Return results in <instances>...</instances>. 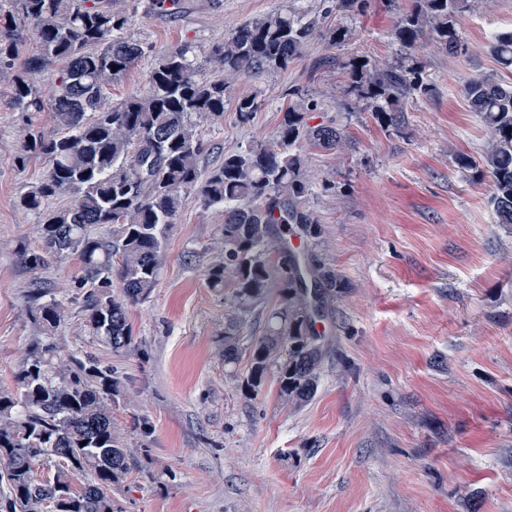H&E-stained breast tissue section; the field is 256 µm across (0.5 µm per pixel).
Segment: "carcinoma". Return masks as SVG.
Segmentation results:
<instances>
[{
    "label": "carcinoma",
    "instance_id": "carcinoma-1",
    "mask_svg": "<svg viewBox=\"0 0 512 512\" xmlns=\"http://www.w3.org/2000/svg\"><path fill=\"white\" fill-rule=\"evenodd\" d=\"M471 0H414L391 35L409 51L425 30L450 54L462 47L458 21ZM131 16L102 0H0V81L12 105L22 112H49L53 127L23 144L47 160L39 185L20 198L38 213L42 246L22 257L32 269L76 257L80 286L94 288L85 306L84 329L116 353L136 354L129 307L146 300L157 286L166 231L185 195L196 192L203 204L224 216L223 249L208 268L207 284L235 286L236 316L224 323V363L240 354V331L277 280L279 307L267 319L265 336L251 354L248 385L257 388L276 370L285 404L300 406L316 393L322 345L313 330L312 310L336 292V276L305 252H288L275 243L277 227L297 225L308 240L321 234L307 209L312 185L304 148L335 152L345 142L337 124L312 125L317 103L297 91L282 109L276 135L202 172L194 118L219 122L231 87L243 74L259 75L299 58L316 32V21L299 7L243 23L210 51L215 71L201 73L188 47L155 58L142 92L119 105L107 90L140 58L152 52L127 35ZM36 35L35 52L19 60L24 31ZM489 50L512 69V30L495 34ZM61 65L54 98L44 101L30 74ZM351 89L360 101L376 105L388 127L404 120L405 101L422 88L415 67L368 60L349 65ZM470 111L490 131L482 164L491 180L490 204L496 223L512 226V83L492 75L465 85ZM262 102L257 95L237 98V121H251ZM70 203L47 210L50 197ZM98 224L112 235L93 233ZM122 293L112 295V277ZM43 335L51 337L69 321L62 300L51 297L27 308ZM118 381L92 355H60L52 343H33L15 391L0 390V512H116L112 487L128 472V452L112 430V403ZM40 461L54 471L38 478Z\"/></svg>",
    "mask_w": 512,
    "mask_h": 512
}]
</instances>
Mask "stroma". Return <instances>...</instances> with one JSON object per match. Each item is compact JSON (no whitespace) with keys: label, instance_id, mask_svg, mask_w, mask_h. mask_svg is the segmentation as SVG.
I'll list each match as a JSON object with an SVG mask.
<instances>
[{"label":"stroma","instance_id":"obj_1","mask_svg":"<svg viewBox=\"0 0 512 512\" xmlns=\"http://www.w3.org/2000/svg\"><path fill=\"white\" fill-rule=\"evenodd\" d=\"M299 3L318 31L287 69L243 76L233 96L262 102L247 124L198 119L202 168L225 153L272 139L289 93L318 105L313 123H339L335 153L307 148L309 207L322 232L287 239L325 263L338 288L316 329L322 336L315 396L293 408L280 398L275 371L250 390L249 350L268 313L269 288L240 336V356L225 364L220 334L236 305L232 285L207 287L222 247L223 217L187 193L171 225L157 287L130 306L139 345L112 352L83 327L86 289L69 258L30 269L22 250L41 247L38 217L21 196L47 167L40 155L15 157L31 134L49 130L47 112H19L0 95V388L16 376L41 338L25 309L39 289L68 303L60 353L90 354L120 383L112 426L130 448V470L112 496L122 512H512V231L489 203L481 155L489 136L463 95L472 77L512 82L486 46L512 29V0H473L458 22L464 51L435 38L411 52L390 30L412 0H363L336 12L332 0H181L177 14L151 0H111L131 14L129 35L150 46L109 90L119 104L143 91L156 54L188 47L204 73L208 50L240 24ZM355 36L332 44L338 28ZM368 59L418 66L429 85L405 107L397 128L373 107L347 102L345 64ZM467 157L469 167L457 164ZM149 422L142 430L141 422Z\"/></svg>","mask_w":512,"mask_h":512}]
</instances>
